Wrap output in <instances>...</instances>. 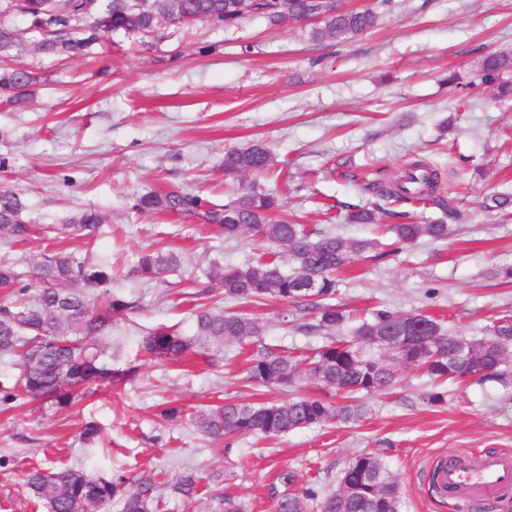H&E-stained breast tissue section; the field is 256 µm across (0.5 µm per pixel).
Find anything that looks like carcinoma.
<instances>
[{"label": "carcinoma", "mask_w": 512, "mask_h": 512, "mask_svg": "<svg viewBox=\"0 0 512 512\" xmlns=\"http://www.w3.org/2000/svg\"><path fill=\"white\" fill-rule=\"evenodd\" d=\"M240 0H153L149 13L134 11L125 0H112V12L97 17L89 0H23L19 8L0 11V57L28 43L44 54L83 56L100 39V33L120 30L126 35H142L156 41L167 36L161 19H184L218 27H234L246 17L263 20L272 29L284 27L285 16L301 18L319 15L311 29V39L345 42L375 29L380 15L372 8L341 10L327 0H253L251 10L235 8ZM479 84L496 101L512 99V51L485 56L478 68ZM33 76L20 68L0 72V93L12 105L22 103ZM274 158L269 149L253 142L224 152V173L233 176L266 174ZM363 189L374 201L341 205L347 224H377L379 216L393 219L386 225L389 246L399 250L421 239L444 241L458 226L470 220L455 203L454 188L442 186L437 168L417 160L396 178L385 183L369 180ZM512 206V195L496 193L483 202L487 211ZM27 205L18 193L0 192V237L15 243L27 239L30 226L23 220ZM138 211L165 214L200 215L213 229L226 237L245 231L286 249L291 268L278 253L242 266L210 264L207 278L224 289V296L240 303H253L266 297L304 302L315 314L308 331L325 333V341L301 358L268 353L250 360L251 381L263 387H286L302 374L346 398L364 397L385 391L397 382L401 368L416 367L423 345L437 360L424 369L433 388L426 400L444 402L449 381L509 385L506 360L512 346V319L495 320L481 338L451 336L435 318L421 312L400 313L387 307L374 308L356 318L327 300L335 297L336 275L357 257L383 246L376 239L347 238L330 231L311 229L305 224L277 218L279 198L255 187L241 188L221 206L206 198L173 189L147 192L134 198ZM433 209L439 216L415 221L418 210ZM95 211L83 212L75 227L92 235L102 224ZM179 266L173 252L143 255L137 273L141 280L159 279ZM35 281L29 282L14 262L0 259V290L8 301L0 304V357L15 359L18 372L0 380V405L17 401L52 398L67 407L74 393L129 370H114L103 363L104 347L95 338L106 337L112 323L129 304L111 299L96 304L87 293L68 287L81 282L91 288L112 286V265L92 264L68 251L40 254L32 263ZM195 335L213 344L249 342L261 336L260 320L244 314L201 309L195 314ZM402 339L400 356L388 357L379 339ZM195 340L169 327H158L143 337L140 348L150 359L180 360L193 350ZM366 413L361 402L335 406L319 398L298 397L286 403L228 402L216 408L199 410L192 424L216 440L233 436L275 437L317 425L327 420L352 422ZM354 465L344 470L341 482L353 492L338 498L307 488L303 494H283L275 512H304L305 502L316 503L317 512H399L400 497L395 481L383 462L372 454L353 457ZM194 473L182 475L175 489L191 500L200 492ZM161 485L149 476L134 489L123 479L97 477L81 469L48 471L36 467L26 472V495L46 512H98L119 500L121 512H159L154 491Z\"/></svg>", "instance_id": "cac0c4a2"}]
</instances>
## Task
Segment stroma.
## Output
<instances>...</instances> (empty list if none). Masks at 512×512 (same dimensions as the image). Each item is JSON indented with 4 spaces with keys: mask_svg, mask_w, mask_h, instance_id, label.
<instances>
[{
    "mask_svg": "<svg viewBox=\"0 0 512 512\" xmlns=\"http://www.w3.org/2000/svg\"><path fill=\"white\" fill-rule=\"evenodd\" d=\"M309 24L268 28L249 18L237 27L206 23L170 29L163 41L109 34L90 55L64 59L26 47L0 58V69L34 77L26 102L0 104V190L19 193L33 227L26 244L0 238V257L31 273L44 247L42 230L59 229V249L109 262L110 297L130 308L102 341L113 369L132 376L103 381L62 408L48 399L0 407V512H43L21 486L25 470L83 469L120 476L126 486L166 472L157 489L161 512H274L282 493L336 491L350 459L379 457L397 481L400 512H473L463 501L431 493L433 463L458 452L512 454V387L449 385L444 403H429V379L408 368L396 386L365 400L355 422L327 421L274 438L212 441L187 421L165 419L166 406L187 413L221 404L285 402L318 394L300 378L270 389L247 378L246 357L320 346L306 334L311 314L278 300L240 305L220 288L191 296L214 261L244 265L271 243L244 233L225 239L197 216L140 213L134 195L179 189L223 204L240 183L279 194L283 219L352 238L382 237L372 225L337 224L334 206L365 195L357 182L369 165L380 178L415 159L454 170L459 203L472 221L445 241L422 240L400 252L368 253L345 270L335 303L360 313L375 306L423 312L449 333L479 338L494 319L512 316V216L482 210L484 197L512 189V105L472 85L480 60L512 48V0H393L379 26L355 40L321 43ZM456 73L469 86V106L444 85ZM253 141L274 156L270 173L225 176L226 149ZM104 222L89 238L65 233L81 212ZM175 251L178 272L143 283L141 254ZM244 312L265 326L247 345L198 344L191 360L173 365L143 357L139 342L168 326L195 333L194 308ZM101 429L92 444L86 423ZM196 472L201 493L178 495L172 480Z\"/></svg>",
    "mask_w": 512,
    "mask_h": 512,
    "instance_id": "stroma-1",
    "label": "stroma"
}]
</instances>
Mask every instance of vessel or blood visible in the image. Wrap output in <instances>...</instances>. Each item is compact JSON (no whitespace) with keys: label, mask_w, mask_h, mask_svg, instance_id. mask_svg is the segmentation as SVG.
I'll list each match as a JSON object with an SVG mask.
<instances>
[{"label":"vessel or blood","mask_w":512,"mask_h":512,"mask_svg":"<svg viewBox=\"0 0 512 512\" xmlns=\"http://www.w3.org/2000/svg\"><path fill=\"white\" fill-rule=\"evenodd\" d=\"M434 472L438 490L460 500L512 492L511 454H456L438 463Z\"/></svg>","instance_id":"vessel-or-blood-1"}]
</instances>
